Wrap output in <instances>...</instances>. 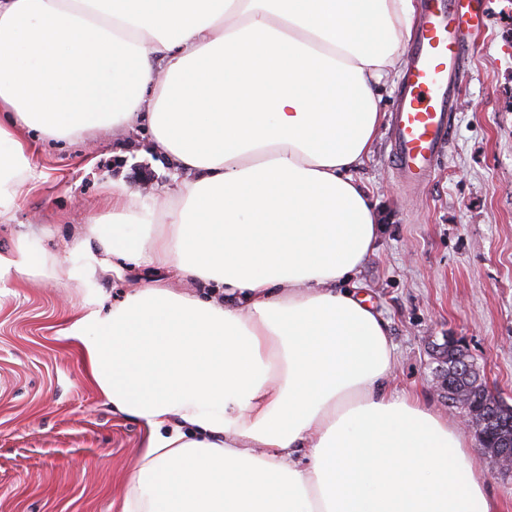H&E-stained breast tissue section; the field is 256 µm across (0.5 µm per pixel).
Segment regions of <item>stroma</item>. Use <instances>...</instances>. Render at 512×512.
<instances>
[{
  "label": "stroma",
  "instance_id": "stroma-1",
  "mask_svg": "<svg viewBox=\"0 0 512 512\" xmlns=\"http://www.w3.org/2000/svg\"><path fill=\"white\" fill-rule=\"evenodd\" d=\"M40 180L0 221V254L31 239L48 259L66 257L91 219L108 214L113 182L138 188L151 176L174 196L169 159L147 126L88 137L25 134ZM389 125L354 176L380 215L377 247L359 279L389 323L397 388L458 421L436 390V352L459 340L483 384L512 405V0H490L488 25L466 58L449 147L421 191L399 183ZM164 281L185 293L208 288L175 269L143 265L98 288L112 303ZM78 282L49 277L0 283V512H121L128 479L147 444L136 419L112 413L87 380L63 331L82 310Z\"/></svg>",
  "mask_w": 512,
  "mask_h": 512
}]
</instances>
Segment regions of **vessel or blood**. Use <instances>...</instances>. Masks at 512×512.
Listing matches in <instances>:
<instances>
[{
	"instance_id": "b4317fda",
	"label": "vessel or blood",
	"mask_w": 512,
	"mask_h": 512,
	"mask_svg": "<svg viewBox=\"0 0 512 512\" xmlns=\"http://www.w3.org/2000/svg\"><path fill=\"white\" fill-rule=\"evenodd\" d=\"M488 10L489 0H422L392 127L391 162L409 189L430 182L448 147L466 49L485 30Z\"/></svg>"
}]
</instances>
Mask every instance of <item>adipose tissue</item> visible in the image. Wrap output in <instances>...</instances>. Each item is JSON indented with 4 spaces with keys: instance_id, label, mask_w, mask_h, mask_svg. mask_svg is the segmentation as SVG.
<instances>
[{
    "instance_id": "obj_1",
    "label": "adipose tissue",
    "mask_w": 512,
    "mask_h": 512,
    "mask_svg": "<svg viewBox=\"0 0 512 512\" xmlns=\"http://www.w3.org/2000/svg\"><path fill=\"white\" fill-rule=\"evenodd\" d=\"M415 0H0V217L37 176L25 129L147 124L179 180L164 223L112 185L68 263L20 240L0 281H79L65 330L150 431L123 512H500L464 431L395 389L357 275L379 226L353 176ZM155 282L105 306L98 271ZM156 281L167 282L179 291L196 293L200 296L210 291L207 286L180 275L175 269H160L152 265H141L133 271L124 273L121 278L112 273V269L105 270L100 272L97 280L106 305H112V302L122 299L126 293Z\"/></svg>"
}]
</instances>
